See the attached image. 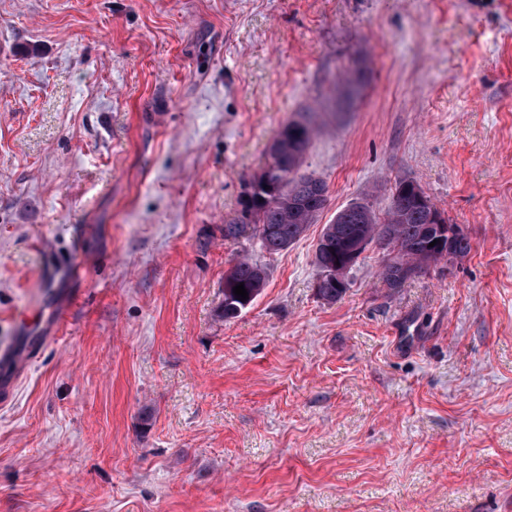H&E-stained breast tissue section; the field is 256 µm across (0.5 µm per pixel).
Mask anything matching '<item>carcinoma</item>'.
<instances>
[{
	"mask_svg": "<svg viewBox=\"0 0 512 512\" xmlns=\"http://www.w3.org/2000/svg\"><path fill=\"white\" fill-rule=\"evenodd\" d=\"M312 138L313 128L304 119L292 120L281 128L267 154L265 186L253 194V223H244L240 215L224 222V240H252L261 250L273 254L286 249L316 222L327 202V185L320 178L300 173ZM408 184L409 180L402 179L396 185L382 224L371 222L373 210L366 203L354 202L339 211L324 225L315 252L317 268L341 261L348 242L359 235L381 247L388 240L393 243L392 256L381 271L386 285L393 290L437 261L440 244L434 243L437 236L425 229L436 205L429 198L419 200L407 189ZM268 277L266 267L245 255L238 257L224 275L220 316L231 319L251 306L264 292ZM241 283L248 293L244 301L233 293ZM344 292L335 279L326 278L319 296L334 301Z\"/></svg>",
	"mask_w": 512,
	"mask_h": 512,
	"instance_id": "carcinoma-1",
	"label": "carcinoma"
}]
</instances>
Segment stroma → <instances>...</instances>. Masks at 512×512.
<instances>
[{"mask_svg": "<svg viewBox=\"0 0 512 512\" xmlns=\"http://www.w3.org/2000/svg\"><path fill=\"white\" fill-rule=\"evenodd\" d=\"M1 45L0 512H512V0H0ZM303 113L324 211L226 241ZM402 179L468 254L322 299ZM267 268L253 261L246 255L239 256L232 267L224 275V300L220 305V316L231 319L251 306L262 295L268 282ZM244 282L248 299L240 301L233 293V288Z\"/></svg>", "mask_w": 512, "mask_h": 512, "instance_id": "stroma-1", "label": "stroma"}]
</instances>
